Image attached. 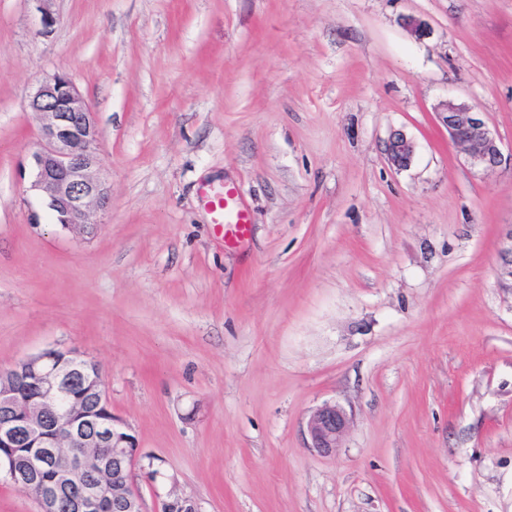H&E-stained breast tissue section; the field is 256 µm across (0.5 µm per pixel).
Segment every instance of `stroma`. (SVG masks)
Returning <instances> with one entry per match:
<instances>
[{"label":"stroma","mask_w":512,"mask_h":512,"mask_svg":"<svg viewBox=\"0 0 512 512\" xmlns=\"http://www.w3.org/2000/svg\"><path fill=\"white\" fill-rule=\"evenodd\" d=\"M57 70L100 132L112 206L88 234L22 176ZM451 98L512 153V0H0V371L95 360L161 461L134 473L145 512L171 491L201 512H512V162H466ZM228 187L237 245L209 205ZM326 402L351 415L331 456L303 432ZM386 154L392 166L398 169L407 168L413 161L415 144L405 134L395 132L386 144ZM234 197V191L229 189L224 191V198L217 200L215 204L218 213L217 224H232L237 229L238 236L243 238L251 224V219L246 209L232 202Z\"/></svg>","instance_id":"35a3bbf8"}]
</instances>
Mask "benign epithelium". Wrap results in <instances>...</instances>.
<instances>
[{"instance_id": "7a95c632", "label": "benign epithelium", "mask_w": 512, "mask_h": 512, "mask_svg": "<svg viewBox=\"0 0 512 512\" xmlns=\"http://www.w3.org/2000/svg\"><path fill=\"white\" fill-rule=\"evenodd\" d=\"M403 27L421 39L428 24L412 16ZM41 115L40 148L30 155L28 190L46 201L62 227L88 229L92 214L111 205L108 188L98 174L99 130L89 103L64 71L46 75L29 100ZM439 123L466 161L485 170L499 166L503 154L482 113L469 104L448 100L436 108ZM386 154L392 166L408 167L415 144L405 134H391ZM57 350L31 355L0 377V475L33 499L39 512H144L131 475L140 461L136 439L124 434L123 424L87 411L75 392L77 378L111 410L99 366L66 350L68 360L55 363ZM351 422L340 405L325 402L306 422L307 445L330 455L340 447ZM35 440L43 451L20 458L12 449ZM56 462L53 480L36 476L44 458ZM169 512H200L193 497L171 492L164 501Z\"/></svg>"}]
</instances>
